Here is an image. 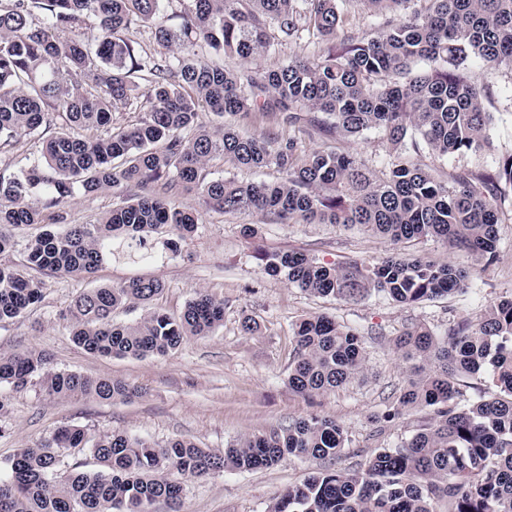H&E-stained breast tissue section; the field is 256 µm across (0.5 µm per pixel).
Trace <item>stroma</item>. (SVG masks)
Here are the masks:
<instances>
[{
    "label": "stroma",
    "mask_w": 512,
    "mask_h": 512,
    "mask_svg": "<svg viewBox=\"0 0 512 512\" xmlns=\"http://www.w3.org/2000/svg\"><path fill=\"white\" fill-rule=\"evenodd\" d=\"M326 44L310 39L283 46L280 52L244 60L215 56L216 64L238 73L275 66L297 54L322 55ZM467 79L488 88L485 107L493 121L490 145L478 154L442 159L422 155V163L448 178L461 169L492 170L512 154V69L487 72L480 63L466 70ZM298 150L316 148L350 152L381 170L392 159L388 145L376 132L341 139L317 131L294 132ZM178 203L199 212L202 224L193 237L180 242L177 256L162 264L129 260L105 262L93 278L61 276L47 279L45 298L34 309L9 323H0V352L29 351L46 356L51 370L106 377L125 383L133 394L124 400L50 397L38 386L8 390L10 411L0 417V460L15 449L34 444L62 425L81 426L97 435L113 430L162 445L173 439L192 441L218 451L243 435H262L289 420L309 415L335 419L348 432L350 443L337 465L357 468L375 449L414 434L431 411H408L395 425L380 421L388 401L402 388L410 362L393 339L407 326L422 324L442 334L459 317L478 319L493 301L512 296V224L501 227L500 257L490 266L436 238L406 243L409 254L449 261L473 271L477 286L412 306H400L374 295L358 303L308 296L269 275L257 252L295 251L333 264L348 259L373 263L393 252L387 239L331 224H281L256 213H229L207 208L192 191L177 189ZM111 191L77 196L62 203L70 224H91L115 208ZM137 277L161 281L164 290L155 308L179 316L194 291L205 290L224 300V323L205 336L188 337L164 356L100 357L79 348L70 336L64 313L82 290L120 285ZM326 313L356 328L365 339L366 372L345 387L304 397L288 385L293 359L294 324L311 314ZM258 329L244 333V319ZM315 462L288 458L255 471H227L201 479L182 478L181 512H268L291 486L315 469Z\"/></svg>",
    "instance_id": "1"
}]
</instances>
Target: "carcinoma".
Here are the masks:
<instances>
[{
	"mask_svg": "<svg viewBox=\"0 0 512 512\" xmlns=\"http://www.w3.org/2000/svg\"><path fill=\"white\" fill-rule=\"evenodd\" d=\"M166 0H0V143L40 141L38 155L0 170V255L14 247L12 230L41 224L66 198L105 189L120 205L98 224L44 231L27 246L24 269L0 263V323L17 319L44 298L45 279L93 274L105 261L145 264L176 250L169 229L193 237L201 215L171 198L178 184L196 187L206 206L224 213L252 210L280 223L357 226L392 244L435 237L485 264L499 258L504 204L512 192V154L493 171L461 170L452 183L420 163L481 152L491 113L486 91L464 70L475 62L512 68V0H180L178 23L161 20ZM365 9L388 19L371 38L345 29L344 13ZM95 24H87L89 18ZM148 27L179 53L157 59L125 37ZM312 34L328 43L317 59L291 55L274 69L238 74L214 66L192 47L243 58L274 52ZM148 82L150 109L141 123L112 126ZM218 121L262 114L275 127L302 124L326 135L377 132L396 155L378 175L354 153L301 152L293 139L243 135L201 122L200 107ZM59 123L66 131L46 136ZM102 129L94 139L76 130ZM222 154L237 167L279 168L275 182L234 176L207 180L204 164ZM265 269L320 298L361 301L375 294L396 304L432 301L473 286L448 262L395 251L366 265H328L303 253L260 256ZM163 284L135 278L80 293L66 310L74 343L104 357L166 355L189 336L224 322V300L198 290L173 318L152 309L117 323L113 313L146 308ZM288 386L310 395L332 391L364 368V336L315 314L295 324ZM395 346L413 361L400 395L380 420L393 423L417 407L432 421L409 438L373 453L361 471L323 466L288 488L268 512H512V297L491 305L478 322L462 319L440 337L406 328ZM37 382L49 396L122 399L132 390L110 378L50 371L29 352L0 353V386ZM349 442L326 416L288 421L261 436H243L212 451L176 439L165 445L112 431L91 437L79 426L56 428L0 462V512H152L164 500L178 512L183 486L172 470L201 478L271 467L287 457L336 461ZM87 452L99 469L64 457Z\"/></svg>",
	"mask_w": 512,
	"mask_h": 512,
	"instance_id": "obj_1",
	"label": "carcinoma"
}]
</instances>
